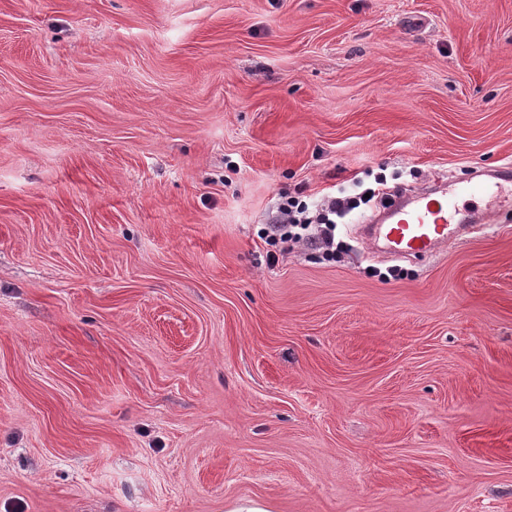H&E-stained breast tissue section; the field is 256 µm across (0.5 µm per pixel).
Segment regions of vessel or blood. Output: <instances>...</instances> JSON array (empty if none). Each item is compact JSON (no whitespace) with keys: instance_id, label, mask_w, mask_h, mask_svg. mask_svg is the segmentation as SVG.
<instances>
[{"instance_id":"1","label":"vessel or blood","mask_w":512,"mask_h":512,"mask_svg":"<svg viewBox=\"0 0 512 512\" xmlns=\"http://www.w3.org/2000/svg\"><path fill=\"white\" fill-rule=\"evenodd\" d=\"M498 193L497 183L486 182L419 194L396 206L389 223L379 225L378 233L394 253L426 256L457 238L461 225L474 222L475 213L460 208L461 198L491 200Z\"/></svg>"}]
</instances>
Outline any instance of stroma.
<instances>
[{"label": "stroma", "mask_w": 512, "mask_h": 512, "mask_svg": "<svg viewBox=\"0 0 512 512\" xmlns=\"http://www.w3.org/2000/svg\"><path fill=\"white\" fill-rule=\"evenodd\" d=\"M507 167L512 0H0V512H512V204L261 237ZM501 178L493 183H476L460 188L414 195L389 214L391 221L376 226L378 233L396 254L426 256L442 244L457 238L459 224L473 223L480 213L464 212L459 206L463 197L492 200L498 196ZM365 194L374 197L375 190L366 189L361 197H336L327 195L320 199L319 205L311 209L307 201L299 197H289L278 206V215L273 224L276 232L272 242L286 244L305 243L321 250L328 257L336 254L335 224L336 215L356 208L358 201H365ZM370 201V199H368ZM305 232L304 234L300 231ZM307 232V233H306Z\"/></svg>", "instance_id": "35a3bbf8"}]
</instances>
